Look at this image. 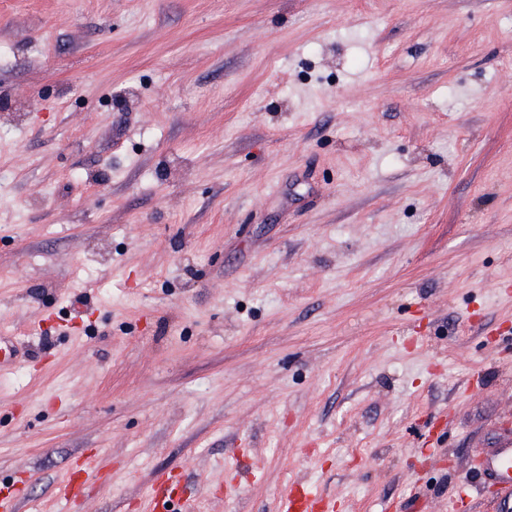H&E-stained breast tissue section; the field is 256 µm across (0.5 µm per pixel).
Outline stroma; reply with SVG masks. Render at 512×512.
Returning a JSON list of instances; mask_svg holds the SVG:
<instances>
[{
	"mask_svg": "<svg viewBox=\"0 0 512 512\" xmlns=\"http://www.w3.org/2000/svg\"><path fill=\"white\" fill-rule=\"evenodd\" d=\"M507 414L512 0H0L17 512H448ZM174 495V488L169 478L160 480L155 486L153 492L145 500V509L147 512H171L167 503H172L171 498ZM164 509V511H162ZM276 501L278 512H334L336 509L334 502L294 482L280 489Z\"/></svg>",
	"mask_w": 512,
	"mask_h": 512,
	"instance_id": "35a3bbf8",
	"label": "stroma"
}]
</instances>
